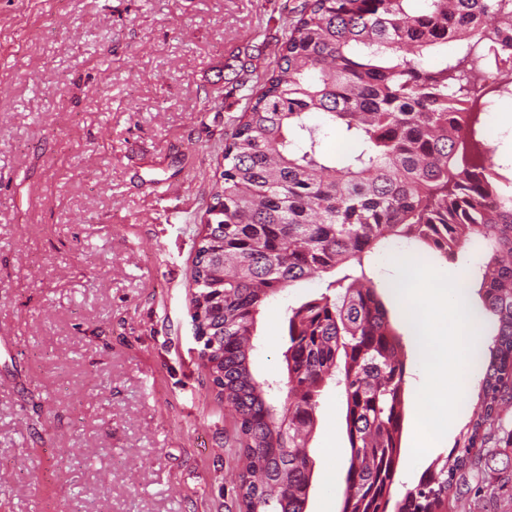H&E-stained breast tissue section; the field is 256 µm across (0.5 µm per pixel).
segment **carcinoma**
Returning <instances> with one entry per match:
<instances>
[{"instance_id": "obj_1", "label": "carcinoma", "mask_w": 512, "mask_h": 512, "mask_svg": "<svg viewBox=\"0 0 512 512\" xmlns=\"http://www.w3.org/2000/svg\"><path fill=\"white\" fill-rule=\"evenodd\" d=\"M512 55V0H306L276 67L234 120L197 233L199 355L223 373L238 419L248 512H306L319 397L342 387L350 448L340 512H436L485 442L512 383V180L496 178L471 76ZM436 58L437 66L420 62ZM355 139L338 162L309 116ZM388 243L446 260L467 246L495 323L473 418L444 462L394 499L407 364L370 272ZM329 277L288 308L287 395L252 369L257 317L297 282Z\"/></svg>"}]
</instances>
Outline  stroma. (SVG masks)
<instances>
[{
    "mask_svg": "<svg viewBox=\"0 0 512 512\" xmlns=\"http://www.w3.org/2000/svg\"><path fill=\"white\" fill-rule=\"evenodd\" d=\"M301 0H0V512H238L236 415L199 358L196 231L246 96ZM425 264L469 275L473 252ZM251 358L285 382L286 309ZM344 397H320L307 512L349 455ZM482 493L446 512H512V404L474 448Z\"/></svg>",
    "mask_w": 512,
    "mask_h": 512,
    "instance_id": "obj_1",
    "label": "stroma"
}]
</instances>
